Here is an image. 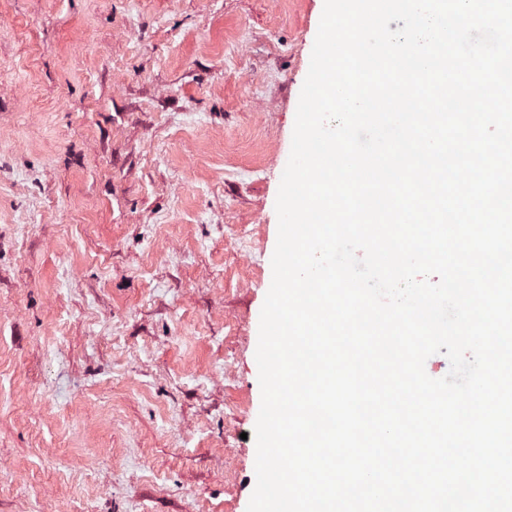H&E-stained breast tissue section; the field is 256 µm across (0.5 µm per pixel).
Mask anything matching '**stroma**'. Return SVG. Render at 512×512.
I'll return each mask as SVG.
<instances>
[{
	"label": "stroma",
	"mask_w": 512,
	"mask_h": 512,
	"mask_svg": "<svg viewBox=\"0 0 512 512\" xmlns=\"http://www.w3.org/2000/svg\"><path fill=\"white\" fill-rule=\"evenodd\" d=\"M322 0H0V512H247Z\"/></svg>",
	"instance_id": "1"
}]
</instances>
